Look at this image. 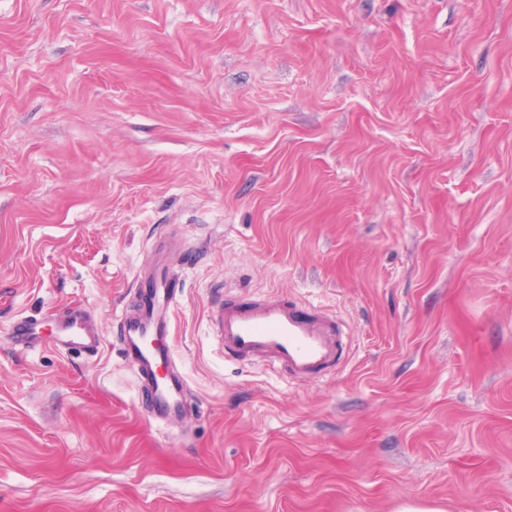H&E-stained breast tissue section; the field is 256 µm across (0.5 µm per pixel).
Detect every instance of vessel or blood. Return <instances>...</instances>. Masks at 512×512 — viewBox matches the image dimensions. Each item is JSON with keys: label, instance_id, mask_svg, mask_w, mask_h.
Here are the masks:
<instances>
[{"label": "vessel or blood", "instance_id": "1", "mask_svg": "<svg viewBox=\"0 0 512 512\" xmlns=\"http://www.w3.org/2000/svg\"><path fill=\"white\" fill-rule=\"evenodd\" d=\"M142 296L134 311H121L117 336L139 385L147 392L146 409L157 421H178L183 413L184 379L170 375L171 322L181 287L177 275L156 263L140 279ZM224 354L235 360L264 364L300 384L340 368L347 343L336 318L315 305L297 306L276 296L247 301L225 299L216 314ZM16 345L42 341V324L25 317L11 328ZM55 345L88 353L98 345L87 320L71 314L58 323Z\"/></svg>", "mask_w": 512, "mask_h": 512}]
</instances>
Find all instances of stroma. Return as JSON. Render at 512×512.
I'll use <instances>...</instances> for the list:
<instances>
[{
  "instance_id": "1",
  "label": "stroma",
  "mask_w": 512,
  "mask_h": 512,
  "mask_svg": "<svg viewBox=\"0 0 512 512\" xmlns=\"http://www.w3.org/2000/svg\"><path fill=\"white\" fill-rule=\"evenodd\" d=\"M180 241L179 428L115 319ZM342 325L296 386L224 294ZM83 311L97 353L25 350ZM512 512V0H0V512ZM10 332L17 346L28 348L42 342V323L33 317L17 320Z\"/></svg>"
}]
</instances>
